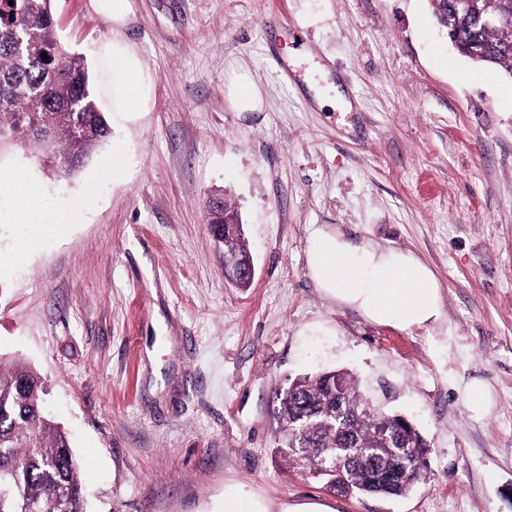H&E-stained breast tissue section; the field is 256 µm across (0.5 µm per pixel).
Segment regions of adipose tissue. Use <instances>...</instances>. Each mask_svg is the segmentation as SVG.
<instances>
[{
	"label": "adipose tissue",
	"instance_id": "obj_1",
	"mask_svg": "<svg viewBox=\"0 0 512 512\" xmlns=\"http://www.w3.org/2000/svg\"><path fill=\"white\" fill-rule=\"evenodd\" d=\"M104 54L115 75L119 111H147L149 88L130 44L112 40ZM307 267L325 296L356 309L371 323L410 330L434 323L441 315L435 274L413 252L317 228L308 240Z\"/></svg>",
	"mask_w": 512,
	"mask_h": 512
}]
</instances>
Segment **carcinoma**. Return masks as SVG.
I'll return each instance as SVG.
<instances>
[{
  "label": "carcinoma",
  "mask_w": 512,
  "mask_h": 512,
  "mask_svg": "<svg viewBox=\"0 0 512 512\" xmlns=\"http://www.w3.org/2000/svg\"><path fill=\"white\" fill-rule=\"evenodd\" d=\"M450 42L476 52L473 62L512 78V27H486L478 16L512 12V0H430ZM87 129L75 142L74 127ZM110 127L90 89L83 58L56 34L51 0H0V141L27 144L62 174L79 168ZM209 212L215 240L248 254L242 234L224 236ZM346 395L336 394V380ZM47 385L21 362L0 368V512H85L79 463L66 433L43 410ZM273 453L287 468L344 496L402 497L427 474L428 445L404 417L374 405L358 375L304 374L276 394Z\"/></svg>",
  "instance_id": "carcinoma-1"
}]
</instances>
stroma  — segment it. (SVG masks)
Masks as SVG:
<instances>
[{
  "label": "stroma",
  "instance_id": "1",
  "mask_svg": "<svg viewBox=\"0 0 512 512\" xmlns=\"http://www.w3.org/2000/svg\"><path fill=\"white\" fill-rule=\"evenodd\" d=\"M130 4L148 112L112 109L111 19L52 0L111 135L69 176L0 147L37 199L19 220L0 184V360L45 380L87 512H224L228 489L260 512H512V78L457 53L428 0ZM294 29L307 48L284 73L271 55ZM240 74L260 110L232 106ZM213 196L239 214L250 287L224 277ZM66 207L63 232L16 257ZM319 227L417 254L440 321L402 331L326 298L306 265ZM341 368L425 436L407 496L334 494L272 453L276 391Z\"/></svg>",
  "mask_w": 512,
  "mask_h": 512
}]
</instances>
